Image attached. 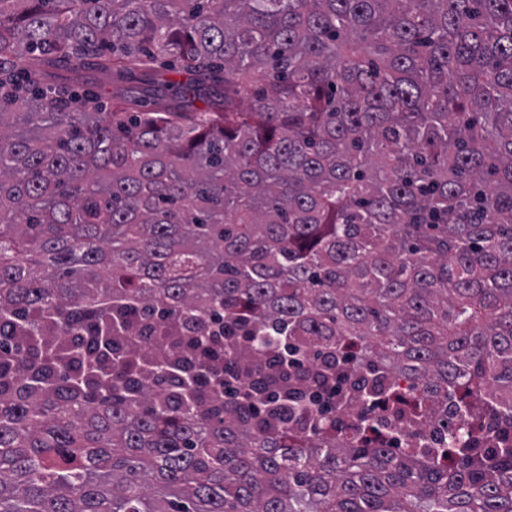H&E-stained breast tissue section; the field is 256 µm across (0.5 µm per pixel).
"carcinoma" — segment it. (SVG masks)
<instances>
[{
	"mask_svg": "<svg viewBox=\"0 0 512 512\" xmlns=\"http://www.w3.org/2000/svg\"><path fill=\"white\" fill-rule=\"evenodd\" d=\"M0 336V512H512V0H0Z\"/></svg>",
	"mask_w": 512,
	"mask_h": 512,
	"instance_id": "cac0c4a2",
	"label": "carcinoma"
}]
</instances>
